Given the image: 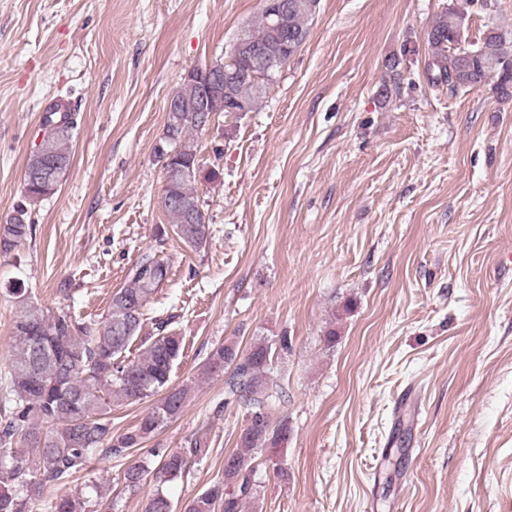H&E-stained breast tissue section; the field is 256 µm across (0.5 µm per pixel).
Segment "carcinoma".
I'll use <instances>...</instances> for the list:
<instances>
[{
    "instance_id": "obj_1",
    "label": "carcinoma",
    "mask_w": 512,
    "mask_h": 512,
    "mask_svg": "<svg viewBox=\"0 0 512 512\" xmlns=\"http://www.w3.org/2000/svg\"><path fill=\"white\" fill-rule=\"evenodd\" d=\"M288 25L278 31L266 12L246 28L245 37L259 49L282 52L288 46L293 57L305 44L309 22L318 0H284ZM452 11L441 12L427 31L429 82L479 90L491 87L502 100L512 98V37L489 30L476 42L457 44L451 22ZM400 58L387 65L389 79L377 89L382 101L400 92ZM201 81L184 79L174 93L177 111L168 113L159 160L168 161L161 206L171 219L174 232L186 244L199 248L210 235L207 212L199 210L201 197L195 180L181 175L180 168L201 162L192 133L203 129L209 113L199 111ZM238 96L247 111L258 109L267 89L247 82L239 84ZM78 128L76 113L58 101L45 110L39 135L43 148L27 158L22 187L23 202L7 223L0 226V254H10L32 235L29 210L56 191L71 164L69 144ZM168 262L157 251L141 255L128 273V282L113 292L108 314L101 327L76 320L65 312L47 314L32 292L19 283L11 290L18 309L12 332L13 358L10 383L0 402V448L8 449L15 436L23 438L31 452L22 454V465L0 458V512H32L48 485H64L83 469L93 455L119 458L181 416L191 387H173L170 374L182 348V337L169 329V320L156 321V335L141 341L144 349L129 356L130 347L144 323V308L155 291L168 280ZM275 350L258 343L246 353L235 344L213 348L203 365V375L226 376L224 400L249 408L238 449L224 457V480H219L188 502L177 506L156 492L146 512H242L243 501L256 489L250 475L254 460L270 448L288 440V423H273L272 402L283 401V387L273 389L268 373ZM159 396L139 423L126 432L112 433L108 415L116 403L136 402ZM207 450L197 439L189 447L162 453L159 480L185 472L191 458ZM147 477L142 465L127 467L122 479L126 487L138 488ZM87 501L65 498L46 504L44 512H85Z\"/></svg>"
}]
</instances>
